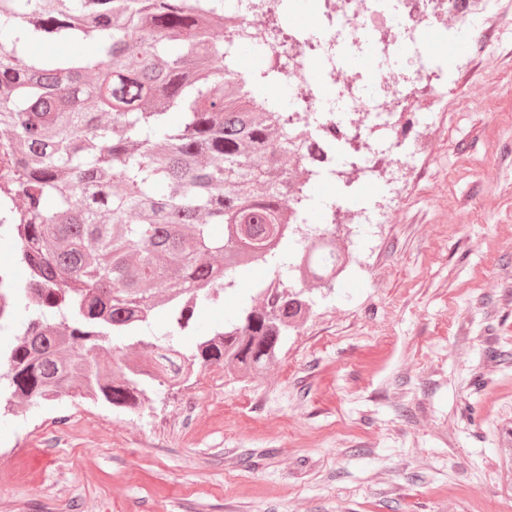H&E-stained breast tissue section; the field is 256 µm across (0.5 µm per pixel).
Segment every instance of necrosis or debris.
I'll use <instances>...</instances> for the list:
<instances>
[{
    "mask_svg": "<svg viewBox=\"0 0 512 512\" xmlns=\"http://www.w3.org/2000/svg\"><path fill=\"white\" fill-rule=\"evenodd\" d=\"M280 0H247L237 24L254 28L256 18L270 19L288 51L283 76L295 96V111L312 113L325 134L324 157L313 164L322 182L350 177L375 178L381 164L411 166L427 154L429 139L415 107L423 95L436 98L448 78L434 67L438 46L449 38V23L467 24L469 17L492 8L496 0H318L325 41L315 32L285 30ZM373 53L380 66L371 82L346 76V56ZM324 85L336 88L335 102L321 98ZM361 113V122L349 120ZM359 131L368 161L359 170L345 165L346 141ZM387 139L375 144L373 133Z\"/></svg>",
    "mask_w": 512,
    "mask_h": 512,
    "instance_id": "necrosis-or-debris-1",
    "label": "necrosis or debris"
}]
</instances>
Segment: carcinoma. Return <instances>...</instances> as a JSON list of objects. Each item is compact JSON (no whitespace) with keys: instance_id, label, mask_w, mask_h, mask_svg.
I'll list each match as a JSON object with an SVG mask.
<instances>
[{"instance_id":"carcinoma-1","label":"carcinoma","mask_w":512,"mask_h":512,"mask_svg":"<svg viewBox=\"0 0 512 512\" xmlns=\"http://www.w3.org/2000/svg\"><path fill=\"white\" fill-rule=\"evenodd\" d=\"M224 2L0 0V240L28 271L0 288V333L24 318L0 351L5 408L72 397L135 411L161 379L256 374L308 306L282 259L302 282L333 280L330 203L314 202L299 159L314 133L213 36L236 22ZM240 40L269 77L261 43ZM34 43L90 52L36 56ZM248 265L273 277L240 316L190 350L170 344ZM161 313L169 329L147 333Z\"/></svg>"}]
</instances>
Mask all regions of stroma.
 Masks as SVG:
<instances>
[{
    "mask_svg": "<svg viewBox=\"0 0 512 512\" xmlns=\"http://www.w3.org/2000/svg\"><path fill=\"white\" fill-rule=\"evenodd\" d=\"M420 99L429 153L373 224H340L350 280L306 285L281 354L213 365L131 412L90 399L0 413V512H512V0ZM494 81H486V71ZM245 270L217 328L266 278Z\"/></svg>",
    "mask_w": 512,
    "mask_h": 512,
    "instance_id": "obj_1",
    "label": "stroma"
}]
</instances>
